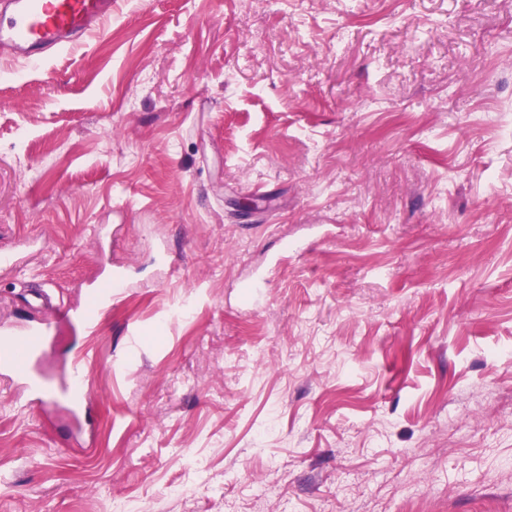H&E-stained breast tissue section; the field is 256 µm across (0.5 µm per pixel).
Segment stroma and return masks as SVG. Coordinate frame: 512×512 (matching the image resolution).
<instances>
[{
    "mask_svg": "<svg viewBox=\"0 0 512 512\" xmlns=\"http://www.w3.org/2000/svg\"><path fill=\"white\" fill-rule=\"evenodd\" d=\"M1 252L0 325L123 288L39 362L88 413L0 379V512H512V0H115L0 56ZM121 287L120 274H113L112 283L103 289H99L93 299L92 305L85 310L84 314H74L68 306L56 301V297L48 288H37L31 293L30 305L33 309H43L50 312L58 321H72L80 318L85 324L92 325L96 309L106 301L109 304L115 296L116 288Z\"/></svg>",
    "mask_w": 512,
    "mask_h": 512,
    "instance_id": "1",
    "label": "stroma"
}]
</instances>
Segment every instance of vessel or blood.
<instances>
[{"instance_id": "obj_1", "label": "vessel or blood", "mask_w": 512, "mask_h": 512, "mask_svg": "<svg viewBox=\"0 0 512 512\" xmlns=\"http://www.w3.org/2000/svg\"><path fill=\"white\" fill-rule=\"evenodd\" d=\"M114 0H0V50L36 65L54 51L80 44L91 35L105 34L112 23ZM32 308L50 312L55 320L70 321V307L57 302L47 288L32 292ZM51 335L50 325L36 322L23 329L0 330V375L21 384L33 402L49 396L33 371V363ZM75 408L91 402L84 386L83 367L73 362L59 387Z\"/></svg>"}]
</instances>
